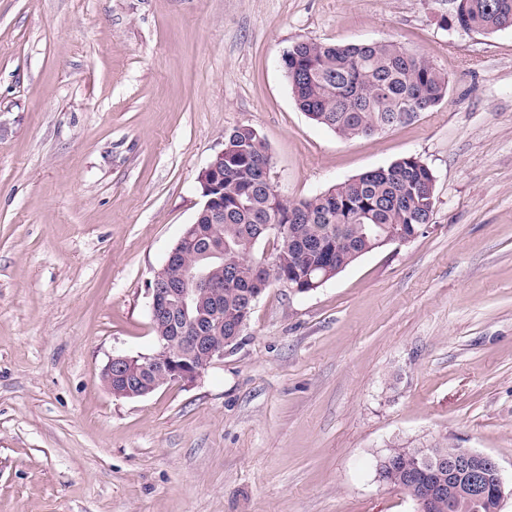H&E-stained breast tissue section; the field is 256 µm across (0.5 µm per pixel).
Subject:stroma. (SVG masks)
<instances>
[{"instance_id": "stroma-1", "label": "stroma", "mask_w": 512, "mask_h": 512, "mask_svg": "<svg viewBox=\"0 0 512 512\" xmlns=\"http://www.w3.org/2000/svg\"><path fill=\"white\" fill-rule=\"evenodd\" d=\"M449 0H0V512H416L375 460L448 438L512 479V29ZM391 40L447 71L428 112L344 139L284 52ZM297 201L408 156L425 233L306 294L272 287L190 387L118 399L147 288L224 135ZM452 21L465 32L493 33L512 28V0H453ZM508 19L511 26L504 28Z\"/></svg>"}]
</instances>
